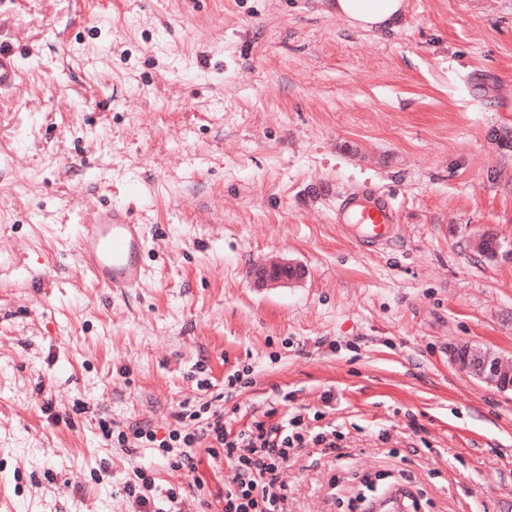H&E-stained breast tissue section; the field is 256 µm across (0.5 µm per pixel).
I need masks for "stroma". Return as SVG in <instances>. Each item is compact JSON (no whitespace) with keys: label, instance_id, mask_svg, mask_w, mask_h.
I'll list each match as a JSON object with an SVG mask.
<instances>
[{"label":"stroma","instance_id":"obj_1","mask_svg":"<svg viewBox=\"0 0 512 512\" xmlns=\"http://www.w3.org/2000/svg\"><path fill=\"white\" fill-rule=\"evenodd\" d=\"M0 38L20 70L0 92L13 512H139L140 467L178 512H219L230 464L174 469L99 428L162 438L205 403L235 430L299 414L335 432L282 471L285 512H356L378 475L421 512H512V394L448 357L512 361V263L474 248L512 246V0H404L384 30L333 0H0ZM365 182L398 205L379 249L335 218ZM106 204L148 235L123 293L77 249ZM275 264L300 273L271 283ZM124 488L129 497L134 496L141 506L146 507L143 512H169L160 507L161 499L166 497L167 502L173 504L180 496V489L171 486L166 488L165 494L160 491V496H154L152 492L156 489L155 477L146 468L135 471Z\"/></svg>","mask_w":512,"mask_h":512}]
</instances>
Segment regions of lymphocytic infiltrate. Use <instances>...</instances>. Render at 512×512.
I'll use <instances>...</instances> for the list:
<instances>
[{
  "mask_svg": "<svg viewBox=\"0 0 512 512\" xmlns=\"http://www.w3.org/2000/svg\"><path fill=\"white\" fill-rule=\"evenodd\" d=\"M189 417L200 421L199 429L185 432L176 426L162 440L154 432L137 427L117 431L104 421L100 428L105 437L115 438L122 446L132 440L157 446L159 452L170 455L175 469H196L195 450L201 446L206 447L211 459L221 458L233 464L235 477L224 486L222 512H284L286 496L276 490L282 470L306 444L322 445L327 441L324 432L303 428L293 419L271 425L259 422L234 431L226 427L223 414L206 404ZM155 488L152 471L140 469L127 482L125 491L137 499L145 512H164L161 501L173 503L180 496L179 489L169 487L160 498L155 496Z\"/></svg>",
  "mask_w": 512,
  "mask_h": 512,
  "instance_id": "1",
  "label": "lymphocytic infiltrate"
}]
</instances>
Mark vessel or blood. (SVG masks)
<instances>
[{
    "label": "vessel or blood",
    "instance_id": "1",
    "mask_svg": "<svg viewBox=\"0 0 512 512\" xmlns=\"http://www.w3.org/2000/svg\"><path fill=\"white\" fill-rule=\"evenodd\" d=\"M18 61L12 46L0 40V90L15 84ZM336 221L360 226L362 244L378 248L386 245L397 223L392 198L375 194L371 188L338 199ZM147 232L131 221L121 206L102 207L93 220L81 225L78 249L91 275L106 287L123 291L138 287L145 276L143 256Z\"/></svg>",
    "mask_w": 512,
    "mask_h": 512
}]
</instances>
